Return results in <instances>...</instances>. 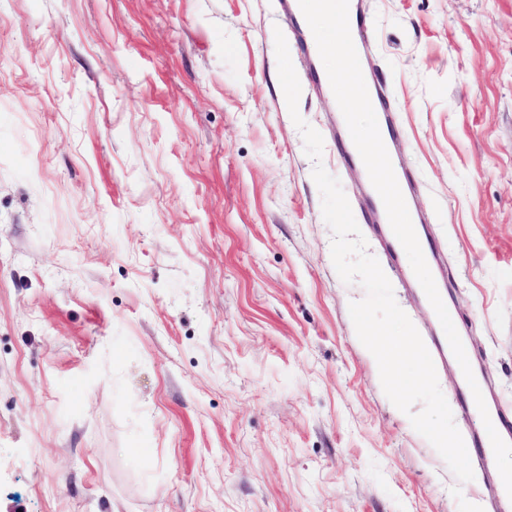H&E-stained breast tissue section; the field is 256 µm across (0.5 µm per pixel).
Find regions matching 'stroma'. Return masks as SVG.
<instances>
[{"label":"stroma","instance_id":"stroma-1","mask_svg":"<svg viewBox=\"0 0 512 512\" xmlns=\"http://www.w3.org/2000/svg\"><path fill=\"white\" fill-rule=\"evenodd\" d=\"M448 301L512 415V0H367ZM398 305L280 0H0V512H512L385 395L278 79ZM439 386L463 439L452 364Z\"/></svg>","mask_w":512,"mask_h":512}]
</instances>
